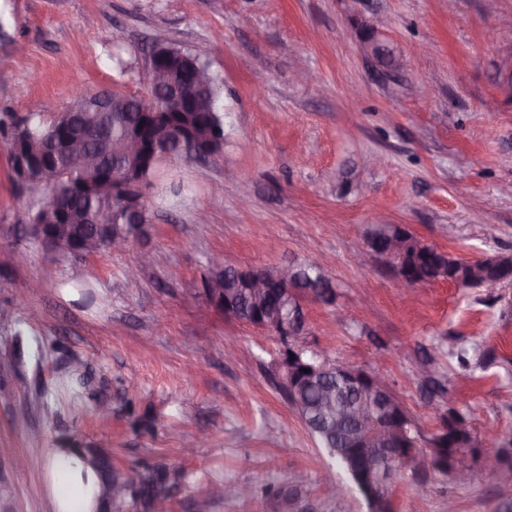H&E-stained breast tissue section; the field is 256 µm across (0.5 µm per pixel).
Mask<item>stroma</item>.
<instances>
[{"mask_svg": "<svg viewBox=\"0 0 512 512\" xmlns=\"http://www.w3.org/2000/svg\"><path fill=\"white\" fill-rule=\"evenodd\" d=\"M508 30L512 0H0L1 120L113 87L146 96L163 46L210 65L225 114L223 167H166L148 236L118 254L45 251L25 228L37 195L0 146V512H61V448L200 480L286 487L303 470L297 512H368L278 387L283 339L202 295L217 254L331 257L335 302L305 300L301 349L382 377L424 437L453 409L481 442L512 443V285L410 294L362 251L372 225L403 224L467 260L512 253ZM376 33L394 64L365 55ZM145 250L160 262L140 266ZM392 501L502 512L512 485L421 482L404 464Z\"/></svg>", "mask_w": 512, "mask_h": 512, "instance_id": "1", "label": "stroma"}]
</instances>
